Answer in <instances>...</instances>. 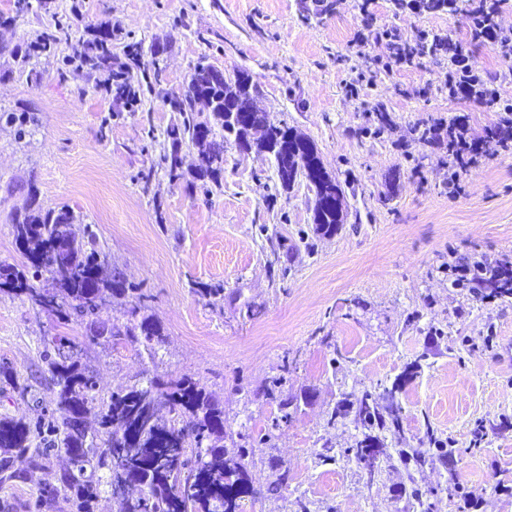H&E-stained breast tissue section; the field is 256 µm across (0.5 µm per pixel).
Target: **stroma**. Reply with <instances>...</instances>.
<instances>
[{
	"instance_id": "obj_1",
	"label": "stroma",
	"mask_w": 512,
	"mask_h": 512,
	"mask_svg": "<svg viewBox=\"0 0 512 512\" xmlns=\"http://www.w3.org/2000/svg\"><path fill=\"white\" fill-rule=\"evenodd\" d=\"M331 2L311 16L312 0H43L0 28V43L24 47L62 16L76 37L111 23L112 66L138 94L111 98L60 51L22 74L0 55V264L23 260L11 215L29 186L79 215L168 335L152 355L141 344L88 348L97 395L149 373L200 379L246 451L254 492L240 512H461L468 500L476 512H512V295L451 285L452 266L512 264V150L478 158L448 193L456 117L491 147L502 115L449 99L447 55L396 65L385 46L355 44L379 25L408 47L424 34L459 42L469 21L393 0ZM137 50L157 55L160 75L133 61ZM201 62L229 77L247 71L271 122L315 144L345 191L335 233L316 230L306 180L282 187L266 153L228 142L219 184L170 179L159 156L182 120L170 101ZM12 114L29 117L25 135ZM200 283L223 286V299L195 294ZM79 333L0 294V366L21 384L0 393V415L32 423L55 409L43 341ZM407 368L402 429L381 433L367 473L351 403ZM448 446L454 455L442 457ZM410 448L427 450L426 462L402 463ZM61 465L54 457L0 484V501H34ZM281 466L288 482L269 494Z\"/></svg>"
}]
</instances>
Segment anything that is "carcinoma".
Listing matches in <instances>:
<instances>
[{
    "label": "carcinoma",
    "mask_w": 512,
    "mask_h": 512,
    "mask_svg": "<svg viewBox=\"0 0 512 512\" xmlns=\"http://www.w3.org/2000/svg\"><path fill=\"white\" fill-rule=\"evenodd\" d=\"M421 11L446 10L453 14L472 13L468 0H420ZM15 14H0V27L13 25L16 17L32 9V0H15ZM65 45L71 54L66 63L91 71H102L99 88L107 95L134 101L136 91L112 71V26L94 31L93 38L72 41L70 24L59 21L54 29L40 35L24 48L0 46L9 53L18 73L44 52ZM242 81L226 85L213 78L212 66L195 67L184 99L173 104L183 115L181 124L167 135L172 145L187 138L199 148L193 181L219 184L224 170V102L248 106L253 101L251 76L241 71ZM203 99L211 112L202 119L191 113L192 103ZM273 141H288L294 148L298 175L314 192L313 223L318 231L332 234L344 223L345 193L322 166L313 143L292 127L270 125ZM77 217L67 206L43 205L37 188L28 191L26 207L12 218L15 243L24 257L21 267L0 266V293L27 301L32 308L56 320L85 328L91 344H135L151 349L166 343L162 324L142 313L143 296L122 278L117 264L107 269V254L96 238L76 232ZM105 301L128 306L124 322L102 324L97 319ZM84 342L68 336H51L43 342L40 357L57 388L55 415L31 424L23 419L0 416V484L22 478L15 469L18 458L34 470L46 469L51 455H66L70 468L54 474L44 483L36 501L38 512H50L57 498L72 500L76 512H94L101 479L97 472H109L108 486L116 496L119 512H240L239 500L253 492L242 448L224 446V406L200 381L184 375L162 382L155 375L145 383L109 398L96 396V382L82 362ZM163 415L150 421L153 407ZM358 416L366 429L357 442L354 456L359 462L376 459L378 433L401 428L398 406L385 412L371 402V394L358 399ZM94 415L98 428L89 432L86 420ZM135 473L143 494L135 500L123 497L120 485L125 475Z\"/></svg>",
    "instance_id": "obj_1"
}]
</instances>
